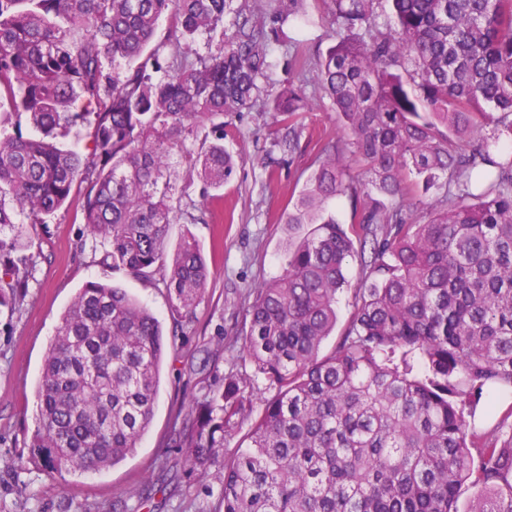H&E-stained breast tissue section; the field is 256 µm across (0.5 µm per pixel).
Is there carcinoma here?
<instances>
[{
    "instance_id": "carcinoma-1",
    "label": "carcinoma",
    "mask_w": 512,
    "mask_h": 512,
    "mask_svg": "<svg viewBox=\"0 0 512 512\" xmlns=\"http://www.w3.org/2000/svg\"><path fill=\"white\" fill-rule=\"evenodd\" d=\"M336 41L314 85L348 141L328 139L283 223L297 232L280 277L254 288L239 356L276 394L224 459L222 512H512V407L497 430L467 417L492 387L512 389V0H323ZM233 0H0V104L33 134H0V314L25 300L34 261L14 254L86 184L88 235L112 266L159 277L188 316L211 276L196 240L167 249L171 155L214 117L249 111L272 40L296 42ZM170 20L173 61L147 51ZM217 34L216 55L194 36ZM125 64L108 70L105 63ZM163 72L159 78L153 74ZM309 108L293 84L273 96L282 123ZM85 156L56 139L87 115ZM481 141L469 152L466 143ZM381 198L346 182V155ZM206 188L236 168L224 131L186 156ZM350 194V222L327 212ZM426 210L423 223L407 216ZM353 310L333 351L347 268ZM165 341L126 290L80 289L63 312L38 384L30 462L63 477L114 466L148 431ZM244 412L236 379L193 401L173 447L201 477ZM476 489L465 510L463 486Z\"/></svg>"
}]
</instances>
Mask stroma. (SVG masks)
Segmentation results:
<instances>
[{"label":"stroma","mask_w":512,"mask_h":512,"mask_svg":"<svg viewBox=\"0 0 512 512\" xmlns=\"http://www.w3.org/2000/svg\"><path fill=\"white\" fill-rule=\"evenodd\" d=\"M249 16L270 20L286 14L288 31H299L300 47L272 45L271 94L288 80L313 79L320 57L333 45L335 27L321 0H304L294 12L290 0H246ZM310 111L297 114V149L283 154L277 145L284 131L278 114L252 110L224 117V145L241 155L232 180L203 195L204 186L188 176L185 154H199L212 137L210 127L188 136L175 154L176 190L172 204L184 211L171 225L168 244L192 235L205 254L212 275L202 300L174 326L168 292L162 281H142L103 263L86 231L79 207L60 211L39 226L30 249L35 270L28 295L13 317H0V512H219L224 459L233 455L273 391L249 362H236L248 305L256 284L278 276L288 247L283 214L316 166L318 144L344 136L329 100L312 95ZM101 281L127 291L160 320L166 349L154 416L137 448L121 463L96 472L47 477L28 464L37 428V387L44 357L63 310L87 282ZM236 375L251 411L228 438L222 457L205 479L187 476L181 453L170 446L179 414L195 398Z\"/></svg>","instance_id":"35a3bbf8"}]
</instances>
